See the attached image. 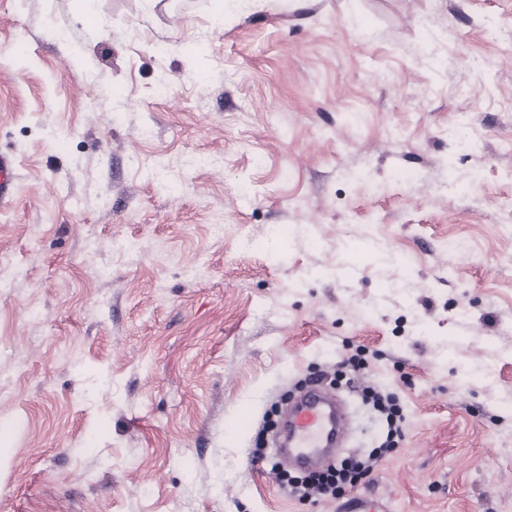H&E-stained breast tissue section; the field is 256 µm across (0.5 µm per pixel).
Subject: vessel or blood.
Instances as JSON below:
<instances>
[{
	"mask_svg": "<svg viewBox=\"0 0 512 512\" xmlns=\"http://www.w3.org/2000/svg\"><path fill=\"white\" fill-rule=\"evenodd\" d=\"M16 175L10 158L0 155V203L15 194ZM341 432L339 412L323 391L304 393L288 415L281 441L274 453L285 464L305 470L326 467L332 459L331 448ZM342 512H387L382 499L356 495L343 504Z\"/></svg>",
	"mask_w": 512,
	"mask_h": 512,
	"instance_id": "b4317fda",
	"label": "vessel or blood"
}]
</instances>
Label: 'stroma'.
<instances>
[{"instance_id": "obj_1", "label": "stroma", "mask_w": 512, "mask_h": 512, "mask_svg": "<svg viewBox=\"0 0 512 512\" xmlns=\"http://www.w3.org/2000/svg\"><path fill=\"white\" fill-rule=\"evenodd\" d=\"M94 8L0 0V512H512V0ZM359 349L405 434L286 497L251 451L295 384L343 402L337 459L378 444ZM16 175L13 161L0 155V203H6L15 194ZM375 407L385 415L387 425L386 440L379 448H375L367 459L342 461L332 464L326 469L309 475L299 476L288 473L273 462L270 472L276 475L283 492L291 498L305 499L312 495L335 496L336 491L345 486L350 488L358 485L368 477L385 454L394 447L396 437H401L404 427V417L394 397L370 391ZM343 512H387V506L381 498L356 495L340 508Z\"/></svg>"}]
</instances>
